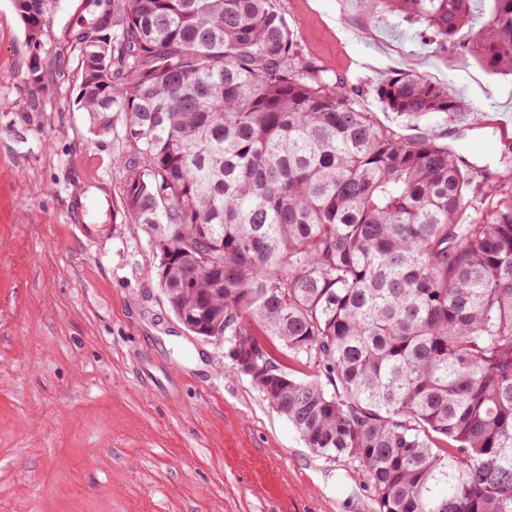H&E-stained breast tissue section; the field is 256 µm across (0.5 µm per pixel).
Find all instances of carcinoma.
<instances>
[{"label": "carcinoma", "instance_id": "obj_1", "mask_svg": "<svg viewBox=\"0 0 512 512\" xmlns=\"http://www.w3.org/2000/svg\"><path fill=\"white\" fill-rule=\"evenodd\" d=\"M489 13H484L486 2ZM512 75V0H368ZM55 0H14L39 46ZM79 34L76 97L123 115L122 204L156 275L283 377L264 399L367 476L377 512H512V191L432 133L404 138L301 63L275 0H112ZM390 111L469 104L417 74ZM305 360L292 377L261 337Z\"/></svg>", "mask_w": 512, "mask_h": 512}]
</instances>
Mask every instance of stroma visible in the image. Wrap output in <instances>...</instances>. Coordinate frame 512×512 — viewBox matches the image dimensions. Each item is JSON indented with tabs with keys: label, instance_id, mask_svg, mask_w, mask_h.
<instances>
[{
	"label": "stroma",
	"instance_id": "1",
	"mask_svg": "<svg viewBox=\"0 0 512 512\" xmlns=\"http://www.w3.org/2000/svg\"><path fill=\"white\" fill-rule=\"evenodd\" d=\"M301 59L410 137L494 142L477 167L512 172V80L366 0H277ZM86 0H59L39 47L0 0V512H376L356 464L306 448L228 346L196 336L158 285L140 225L113 220L121 115L97 134L76 96ZM381 55L378 65L368 56ZM418 74L468 102L407 118L376 89ZM92 212L74 226L78 202Z\"/></svg>",
	"mask_w": 512,
	"mask_h": 512
}]
</instances>
